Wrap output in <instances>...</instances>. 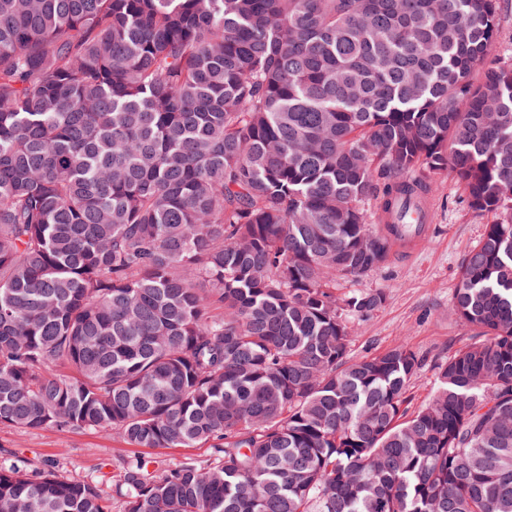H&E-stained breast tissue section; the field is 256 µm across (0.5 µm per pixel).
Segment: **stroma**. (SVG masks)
<instances>
[{"label": "stroma", "instance_id": "stroma-1", "mask_svg": "<svg viewBox=\"0 0 512 512\" xmlns=\"http://www.w3.org/2000/svg\"><path fill=\"white\" fill-rule=\"evenodd\" d=\"M425 178L433 192L430 229L419 253L409 260L391 255L367 275L341 283L347 290L385 293L384 303L368 317L351 319L349 350L355 357L398 347L417 352L422 366L410 385L415 407L430 396L438 367L470 336L452 304L460 264L482 237L486 224L484 217L468 209L450 173L429 172ZM208 455L205 448H135L95 430L24 431L0 426V461L27 459L38 467L50 464L69 477L95 483L109 498L112 512L122 509L115 484L124 460L142 457L150 469L160 472Z\"/></svg>", "mask_w": 512, "mask_h": 512}]
</instances>
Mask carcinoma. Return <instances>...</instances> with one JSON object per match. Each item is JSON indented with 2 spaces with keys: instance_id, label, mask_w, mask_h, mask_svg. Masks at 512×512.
I'll return each instance as SVG.
<instances>
[{
  "instance_id": "cac0c4a2",
  "label": "carcinoma",
  "mask_w": 512,
  "mask_h": 512,
  "mask_svg": "<svg viewBox=\"0 0 512 512\" xmlns=\"http://www.w3.org/2000/svg\"><path fill=\"white\" fill-rule=\"evenodd\" d=\"M500 0H0V425L209 448L122 512H512V63ZM448 171L473 330L409 410L337 293ZM383 225L382 230L372 227ZM64 365L67 373L54 369ZM0 512H111L0 463ZM493 57L512 62V0H501V24Z\"/></svg>"
}]
</instances>
